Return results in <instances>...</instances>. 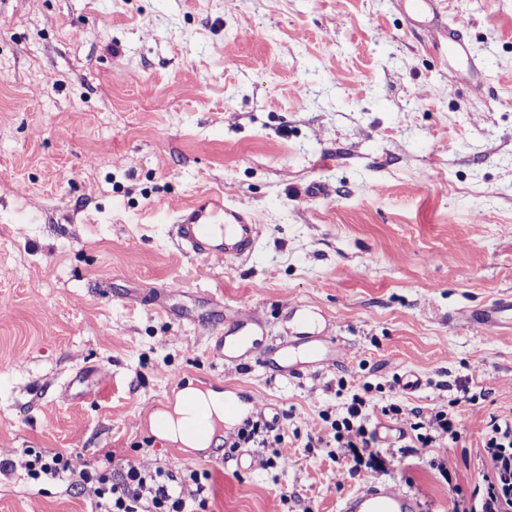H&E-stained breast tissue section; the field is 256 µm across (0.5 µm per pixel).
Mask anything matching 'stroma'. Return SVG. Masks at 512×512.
Instances as JSON below:
<instances>
[{"mask_svg":"<svg viewBox=\"0 0 512 512\" xmlns=\"http://www.w3.org/2000/svg\"><path fill=\"white\" fill-rule=\"evenodd\" d=\"M482 63L410 32L394 0H0V458L65 452L177 475L207 512H339L367 481L452 512L481 481L493 416H512V333L461 310L512 295V0H443ZM223 192L253 255L197 257L181 207ZM327 318L342 352L303 378L224 362L227 310L287 337L289 306ZM417 373L419 387L398 381ZM364 394L382 468L307 447ZM253 394L280 458L162 441L185 388ZM464 399L448 471L410 453L382 407ZM0 512H98L92 486L0 474Z\"/></svg>","mask_w":512,"mask_h":512,"instance_id":"1","label":"stroma"}]
</instances>
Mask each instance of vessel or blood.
<instances>
[{
  "mask_svg": "<svg viewBox=\"0 0 512 512\" xmlns=\"http://www.w3.org/2000/svg\"><path fill=\"white\" fill-rule=\"evenodd\" d=\"M439 0H398L410 27H417V19L435 8ZM446 45L449 55L474 69L479 60L474 56L463 36L460 25L448 24L432 18ZM174 234L177 244L199 257L221 255L236 260L249 257L260 236V228L250 217L247 208L226 204L223 193H206L179 212ZM289 316L296 332L292 339L266 342V326L254 314L231 313L218 332L214 350L224 362L254 360L266 366L276 364L278 369L294 377L312 369L328 365L336 359V336L320 330L311 310L296 307ZM460 321L485 336H496L504 330L512 331V296L496 299L482 306L460 313ZM225 418L245 425L255 413L251 395L234 391L224 398ZM340 512H422L418 499L383 482L361 486L342 502Z\"/></svg>",
  "mask_w": 512,
  "mask_h": 512,
  "instance_id": "obj_1",
  "label": "vessel or blood"
}]
</instances>
